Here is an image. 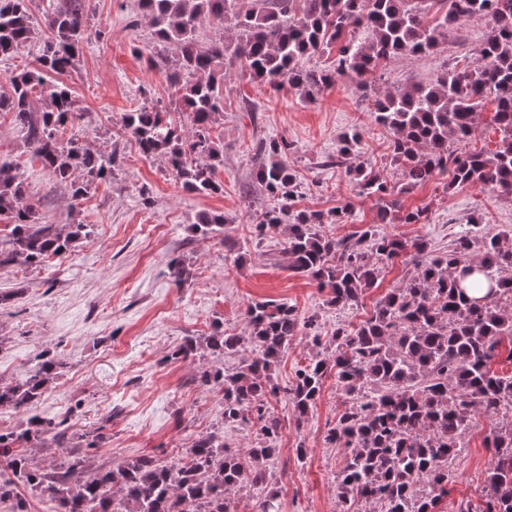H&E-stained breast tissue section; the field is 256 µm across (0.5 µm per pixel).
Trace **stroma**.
<instances>
[{"instance_id": "obj_1", "label": "stroma", "mask_w": 512, "mask_h": 512, "mask_svg": "<svg viewBox=\"0 0 512 512\" xmlns=\"http://www.w3.org/2000/svg\"><path fill=\"white\" fill-rule=\"evenodd\" d=\"M28 6L37 34L0 60V93L9 91L11 74L37 67L49 36L43 23L49 0H29ZM86 10L88 29L76 65L62 76L81 119L65 133L89 151H114L120 167L112 180L95 184L81 204H73L68 187L53 180L23 141L11 113L0 112V163L12 165L49 223L63 229L82 222L93 229L90 238L46 268H0V291L15 295L10 306L0 308V382L23 379L42 353L64 357L66 367L36 411L93 438L89 455L95 463L117 466L141 455L173 461L197 435L217 429L231 450L255 446L261 440L256 425L222 424L217 393L195 382L213 365L236 369L247 351L174 358L184 339L208 335L218 322L225 333L240 332L248 305L285 302L301 315H316L315 331L326 342L338 325L365 319L412 272L409 261L381 265L359 306L327 304L316 281L289 269L283 232L256 231L266 212L281 205L255 178L261 141L282 138L290 145L285 160L299 173L294 210L327 211L351 203L349 223L325 225L328 235H360L378 210L375 199L357 196L344 168L333 163L351 132L361 136L356 164L380 170L389 185L400 188L403 208L429 212L428 223L387 224L384 232L421 239L430 250L444 252L462 235L512 230V198L477 185L450 189L443 176L406 185L401 169L390 162L389 134L370 114L372 98H361L345 78L312 100L287 84L274 89L242 75L226 78L224 117L213 128L224 147L218 171L224 190L187 193L163 155L144 156L123 130L126 112L145 103L166 105L175 97L165 72L147 63L152 29L137 0H87ZM488 28L487 20L472 19L449 28L447 41L434 51L393 59L375 83V95L401 84L429 83L454 64H472ZM201 212L223 214L228 242L192 231ZM174 260L191 270L180 286L170 276ZM345 402L332 375L305 421H298L289 400L270 398L268 411L282 426L270 466L280 512H363L358 501H338L344 451L325 442ZM494 427L485 418L474 419L452 462L442 512H457L463 502L481 504Z\"/></svg>"}]
</instances>
